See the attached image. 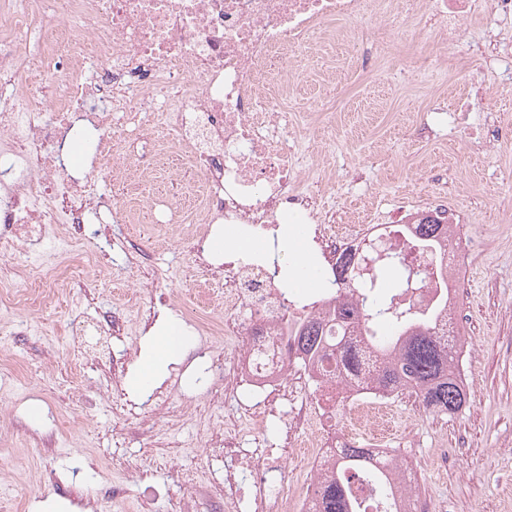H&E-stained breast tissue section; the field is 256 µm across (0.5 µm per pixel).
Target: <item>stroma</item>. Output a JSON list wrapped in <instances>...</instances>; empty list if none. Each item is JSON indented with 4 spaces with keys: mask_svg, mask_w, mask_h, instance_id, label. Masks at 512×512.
Masks as SVG:
<instances>
[{
    "mask_svg": "<svg viewBox=\"0 0 512 512\" xmlns=\"http://www.w3.org/2000/svg\"><path fill=\"white\" fill-rule=\"evenodd\" d=\"M484 30L469 26L459 47L465 67L451 84L418 75L406 55L374 63L368 41L352 57L346 43L323 36L293 58L277 128L300 157L302 190L327 209L363 206L390 221L401 206L423 211L431 197L450 198L463 232L485 242L455 257L471 269L460 303L471 346L467 405L448 419L408 397L392 400V452L435 512H512V144L496 140L478 112L463 126L427 125L449 94L492 83L490 111L512 120V76L485 53ZM337 82L343 95L333 92ZM329 98L333 112L314 119L311 103ZM194 177L185 160L155 170L146 199L129 179L101 183L102 199L135 205L137 222L86 225L75 249L98 265L60 280L46 305L0 303V512H36L50 495L71 512H184L192 484L222 479L224 451L205 441L223 434L233 398L210 388V362L197 352L209 345L224 354V340L199 330L190 298L214 258L197 256L194 226L155 224L149 214L150 198L184 199ZM115 312L125 318L120 333L107 325ZM163 315L183 324L191 343L150 395L131 393L143 338ZM205 388L211 396L192 402ZM288 410L278 400L265 431L241 436L253 461H277L278 485L260 496L241 474L245 497L234 512H283L305 466Z\"/></svg>",
    "mask_w": 512,
    "mask_h": 512,
    "instance_id": "1",
    "label": "stroma"
}]
</instances>
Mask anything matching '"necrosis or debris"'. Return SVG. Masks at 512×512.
<instances>
[{
	"mask_svg": "<svg viewBox=\"0 0 512 512\" xmlns=\"http://www.w3.org/2000/svg\"><path fill=\"white\" fill-rule=\"evenodd\" d=\"M405 0H0V257L30 248L45 225L65 224L73 236L94 223L102 202L98 178H114L123 159L112 126L125 114L127 136L142 139L148 113L170 112L175 143L187 150L199 177L191 215L169 208L167 224H222L246 237L315 213L298 188V162L287 141L270 137L288 86V61L324 26L344 23L351 34L374 32V60L391 57L409 24ZM448 45L462 22L512 20V0H425ZM42 50L28 64L30 40ZM95 72H88V65ZM97 132L98 165L81 178L65 174L56 149L78 113ZM387 225L345 213L342 222L316 225L313 242L328 269L357 262L364 241L390 237ZM224 314L204 316L209 335L230 348L210 366L212 383L280 396L287 385L319 375L317 363L291 370L287 323L330 322L328 295L290 299L273 274L240 257L224 263ZM333 401L350 421L337 432L329 414L301 403L290 426L307 451V472L290 494L289 512H312L322 476L339 444L379 428L387 398L340 383Z\"/></svg>",
	"mask_w": 512,
	"mask_h": 512,
	"instance_id": "4bbe7bcc",
	"label": "necrosis or debris"
}]
</instances>
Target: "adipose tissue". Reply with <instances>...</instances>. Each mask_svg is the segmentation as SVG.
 I'll list each match as a JSON object with an SVG mask.
<instances>
[{"label": "adipose tissue", "mask_w": 512, "mask_h": 512, "mask_svg": "<svg viewBox=\"0 0 512 512\" xmlns=\"http://www.w3.org/2000/svg\"><path fill=\"white\" fill-rule=\"evenodd\" d=\"M299 240L298 225L279 226V245L296 253V264L289 275V285L293 288L322 287L320 269L307 252L300 250ZM188 345L189 338L180 324L169 317H160L145 335L141 356L132 376L133 391L142 393L159 384L168 365L180 358Z\"/></svg>", "instance_id": "ef3b65f1"}]
</instances>
